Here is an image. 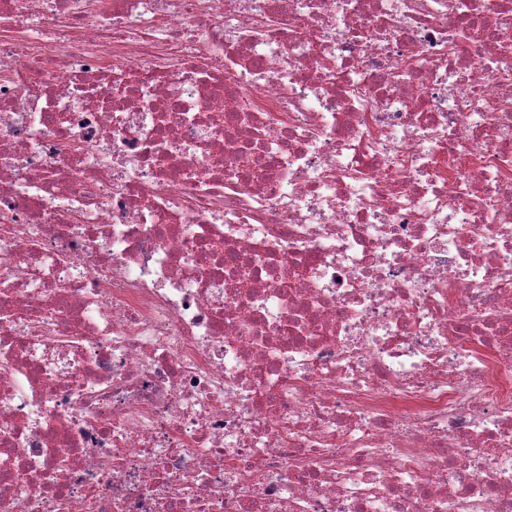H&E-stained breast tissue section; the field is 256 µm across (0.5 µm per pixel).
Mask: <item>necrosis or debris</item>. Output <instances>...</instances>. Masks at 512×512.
Returning <instances> with one entry per match:
<instances>
[{
	"instance_id": "obj_1",
	"label": "necrosis or debris",
	"mask_w": 512,
	"mask_h": 512,
	"mask_svg": "<svg viewBox=\"0 0 512 512\" xmlns=\"http://www.w3.org/2000/svg\"><path fill=\"white\" fill-rule=\"evenodd\" d=\"M0 512H512V0H0Z\"/></svg>"
}]
</instances>
